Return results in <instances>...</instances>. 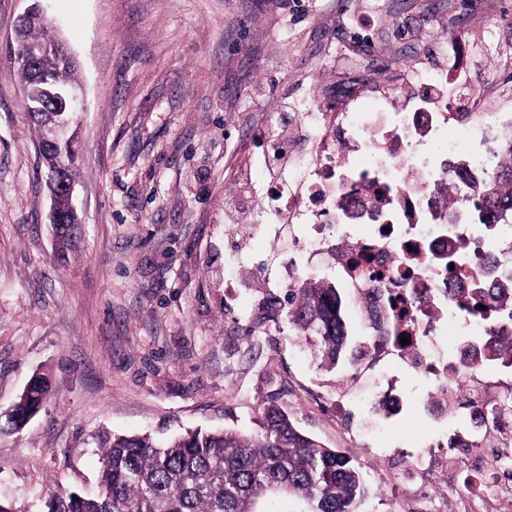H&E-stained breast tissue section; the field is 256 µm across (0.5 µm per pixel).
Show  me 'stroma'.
I'll list each match as a JSON object with an SVG mask.
<instances>
[{
  "label": "stroma",
  "mask_w": 512,
  "mask_h": 512,
  "mask_svg": "<svg viewBox=\"0 0 512 512\" xmlns=\"http://www.w3.org/2000/svg\"><path fill=\"white\" fill-rule=\"evenodd\" d=\"M27 0H0V410L32 376L51 391L0 431V502L47 512L49 490L96 489L100 439L193 428L260 432L274 404L346 456L357 512H403L414 487L355 448L314 395L363 397L352 356L323 366L288 322L266 268L287 240L235 235L264 221L258 140L303 150L304 106L403 78L428 44L466 43L478 127L512 130V0H45L78 60L77 241L59 253L30 117L9 49Z\"/></svg>",
  "instance_id": "1"
}]
</instances>
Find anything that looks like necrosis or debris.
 <instances>
[{"label": "necrosis or debris", "mask_w": 512, "mask_h": 512, "mask_svg": "<svg viewBox=\"0 0 512 512\" xmlns=\"http://www.w3.org/2000/svg\"><path fill=\"white\" fill-rule=\"evenodd\" d=\"M457 63L410 66L388 88H366L324 100L303 122L325 126L283 177L264 187L266 221L308 248L309 261L288 262V281L315 275L312 258L328 253L340 287L361 307L357 373L385 380L371 399L382 416H411L446 427L454 445L418 455L407 480L430 484L447 474L452 495L436 512H475L494 494L512 512V365L499 356L512 338V318L486 321L449 303V292L480 287L512 297V224L487 209L481 224L443 202L445 187L485 174L497 158L496 136L484 130L481 159L460 148L473 123L474 82L454 105L438 90ZM425 378V400L394 396L401 377ZM501 402L492 418L488 401Z\"/></svg>", "instance_id": "obj_1"}]
</instances>
